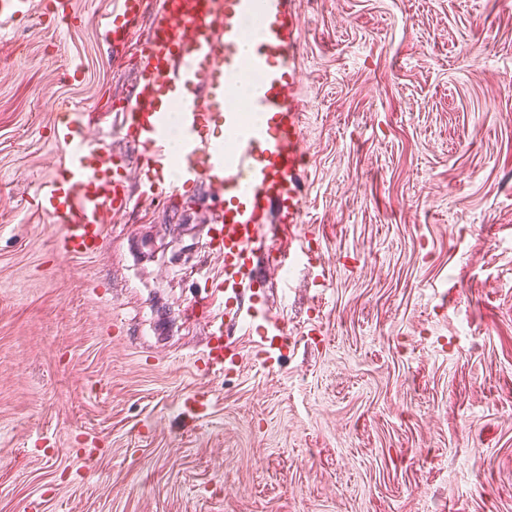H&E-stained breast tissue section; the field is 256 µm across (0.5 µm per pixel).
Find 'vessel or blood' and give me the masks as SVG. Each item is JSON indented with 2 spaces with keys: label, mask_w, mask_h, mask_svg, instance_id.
Listing matches in <instances>:
<instances>
[{
  "label": "vessel or blood",
  "mask_w": 512,
  "mask_h": 512,
  "mask_svg": "<svg viewBox=\"0 0 512 512\" xmlns=\"http://www.w3.org/2000/svg\"><path fill=\"white\" fill-rule=\"evenodd\" d=\"M33 0H0V38L29 18ZM255 19L251 55H242L246 19ZM113 57L134 61L131 95L117 108L123 140L138 151L136 183L127 161L91 133L90 113L64 104L53 139L63 151L54 176L30 204L58 231V249L71 257L98 254L113 218L140 205L166 204L207 185L219 201L208 228L211 249L222 255L219 274L199 272V293L184 317L201 316L209 341L205 368L232 371L243 354L228 329L242 314L261 318L257 347L284 337L279 321L264 314L253 257L275 247L287 225L303 221L305 197L304 104L297 98L299 20L288 0H117L112 12L93 16ZM258 73L248 99L237 87ZM178 109V140L170 142L166 114ZM246 112L265 114L264 125L245 127ZM224 131L223 142L210 137Z\"/></svg>",
  "instance_id": "b4317fda"
}]
</instances>
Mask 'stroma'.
<instances>
[{"label":"stroma","instance_id":"obj_1","mask_svg":"<svg viewBox=\"0 0 512 512\" xmlns=\"http://www.w3.org/2000/svg\"><path fill=\"white\" fill-rule=\"evenodd\" d=\"M307 254L255 283L287 346L199 369L208 188L90 258L29 200L56 105L133 72L44 4L0 42V512H512V0H292ZM81 64L83 77L67 71ZM191 395L209 409L192 420Z\"/></svg>","mask_w":512,"mask_h":512}]
</instances>
